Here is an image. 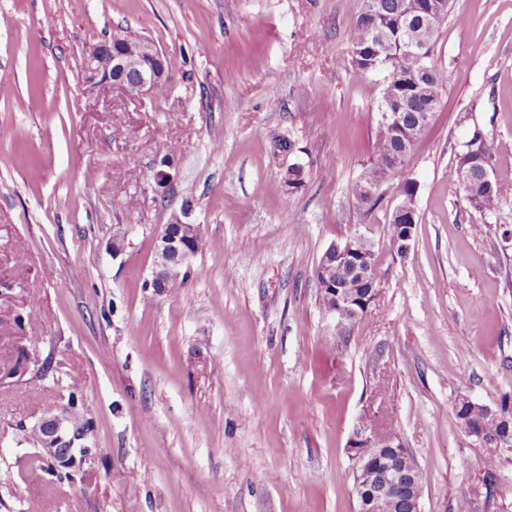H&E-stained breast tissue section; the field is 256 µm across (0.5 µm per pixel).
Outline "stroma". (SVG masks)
<instances>
[{
	"label": "stroma",
	"mask_w": 512,
	"mask_h": 512,
	"mask_svg": "<svg viewBox=\"0 0 512 512\" xmlns=\"http://www.w3.org/2000/svg\"><path fill=\"white\" fill-rule=\"evenodd\" d=\"M451 3L447 88L401 171L419 222L400 258L385 210L360 223L351 193L378 118V76L350 63L363 0H0V281L37 300L27 333L53 365L0 385V512H24L35 485L16 459L73 384L94 478L43 512H355L363 421L413 457L421 512H512V451L454 413L512 397V198L474 212L456 178L478 127L512 182V0ZM116 31L166 55L162 92L87 91L82 59ZM276 136L309 154L292 195ZM170 148L164 199L151 172ZM186 201L201 246L184 284L151 296L156 237ZM358 231L378 295L341 345L315 270Z\"/></svg>",
	"instance_id": "1"
}]
</instances>
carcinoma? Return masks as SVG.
Wrapping results in <instances>:
<instances>
[{
    "instance_id": "obj_1",
    "label": "carcinoma",
    "mask_w": 512,
    "mask_h": 512,
    "mask_svg": "<svg viewBox=\"0 0 512 512\" xmlns=\"http://www.w3.org/2000/svg\"><path fill=\"white\" fill-rule=\"evenodd\" d=\"M427 0H365V7L349 22L351 38V63L362 73L379 74V95L377 112L388 111L387 102L401 101L400 124L385 126L377 120L370 164L365 168L352 188L361 220H368L380 208L386 197L396 201L389 210L387 224L390 225V245L397 256L404 258L402 247L404 231L393 222L397 209H416L418 186L411 178L393 179L395 171L387 168V163L399 159V167L409 162L417 143L427 133L430 123L423 121V114L438 110L443 93L448 84V75L434 60V44L439 29L448 18L446 11L423 12ZM415 37L427 45L426 56L406 50L405 43ZM484 147L487 161H492L491 144L482 130H473L464 149L458 154L456 175L462 186L469 207L480 213L491 210L494 203L512 194L509 186L493 181L486 188L478 170L465 165V154L470 146ZM306 166L294 162L288 166L284 184L288 192L298 191L304 183ZM374 194H369V191ZM316 279L324 308L332 307L333 288H342L360 299L370 300L377 291V276L373 245H367L366 256L358 267L341 266L329 260L320 259L316 268ZM36 316L34 304L25 311L8 304L0 310V322L17 334L24 333ZM456 418L460 426L472 420L483 422L486 436H493L499 429V419L482 408L475 409L465 401L455 404ZM62 411L69 424L63 433L64 441L72 438L73 427L85 433L92 432L93 423L84 412L82 391L72 387L68 391L67 402ZM27 472L41 471L51 476L41 487L40 496L46 497L53 491V485L73 478L72 471L56 469L49 459H27L24 464Z\"/></svg>"
}]
</instances>
